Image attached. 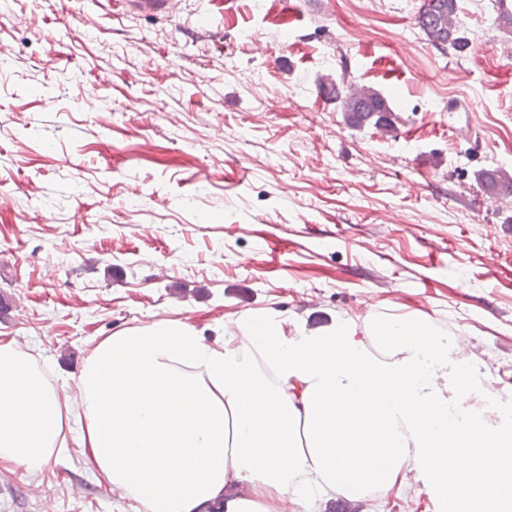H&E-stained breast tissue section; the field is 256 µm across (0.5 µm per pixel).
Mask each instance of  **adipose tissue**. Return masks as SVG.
I'll return each instance as SVG.
<instances>
[{"label":"adipose tissue","mask_w":512,"mask_h":512,"mask_svg":"<svg viewBox=\"0 0 512 512\" xmlns=\"http://www.w3.org/2000/svg\"><path fill=\"white\" fill-rule=\"evenodd\" d=\"M211 345L172 319L87 356L74 405L0 340V466L43 474L80 448L141 512H279L385 495L419 470L449 512H512V404L426 318L347 319L312 336L267 313Z\"/></svg>","instance_id":"adipose-tissue-1"}]
</instances>
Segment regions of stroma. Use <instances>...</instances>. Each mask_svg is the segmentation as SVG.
Masks as SVG:
<instances>
[{"mask_svg":"<svg viewBox=\"0 0 512 512\" xmlns=\"http://www.w3.org/2000/svg\"><path fill=\"white\" fill-rule=\"evenodd\" d=\"M0 0V339L74 395L92 348L162 319L223 343L262 310L309 332L388 315L471 338L512 390V58L495 0H458L444 52L421 0ZM373 87L393 131L324 91ZM106 81L86 103L85 85ZM411 491L310 512H449ZM0 512H133L76 448L0 468ZM458 11L457 0H423L416 21L431 45L444 52L465 48Z\"/></svg>","mask_w":512,"mask_h":512,"instance_id":"stroma-1","label":"stroma"}]
</instances>
